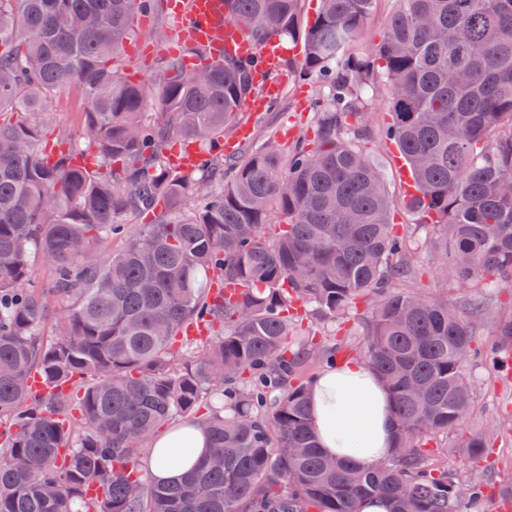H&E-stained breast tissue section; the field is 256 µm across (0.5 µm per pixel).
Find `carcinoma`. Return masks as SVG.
<instances>
[{"label": "carcinoma", "instance_id": "obj_1", "mask_svg": "<svg viewBox=\"0 0 512 512\" xmlns=\"http://www.w3.org/2000/svg\"><path fill=\"white\" fill-rule=\"evenodd\" d=\"M223 2L258 43L301 37L303 69L330 89L286 154L270 135L224 156L258 92L250 64L189 42L200 75L172 57L150 81L122 71L158 0H0V512H359L377 495L389 512H482L491 476L463 483L448 455L478 461L492 431L442 439L472 408L484 292L512 285V0H397L370 56L375 0H321L304 25L303 0ZM71 87L81 127L47 149L49 106ZM375 136L408 169L418 196L402 202L435 229L441 272L478 290L466 311L406 286L417 246L365 152ZM181 138L200 147L190 171L168 159ZM361 304L396 437L367 468L321 451L308 403L314 366L341 353L318 324L340 330ZM495 328L506 372L512 317ZM176 422L210 452L152 483L140 458Z\"/></svg>", "mask_w": 512, "mask_h": 512}]
</instances>
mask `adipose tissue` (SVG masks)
I'll return each mask as SVG.
<instances>
[{
	"label": "adipose tissue",
	"mask_w": 512,
	"mask_h": 512,
	"mask_svg": "<svg viewBox=\"0 0 512 512\" xmlns=\"http://www.w3.org/2000/svg\"><path fill=\"white\" fill-rule=\"evenodd\" d=\"M310 423L323 452L339 460L368 466L389 459L394 452V425L389 392L378 374L367 364L351 360L323 370L309 390ZM170 431L153 441L142 459L151 481L178 482L204 455L209 441L202 431L190 440L195 457L170 455L169 447L181 437Z\"/></svg>",
	"instance_id": "adipose-tissue-1"
}]
</instances>
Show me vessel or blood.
<instances>
[{
  "label": "vessel or blood",
  "mask_w": 512,
  "mask_h": 512,
  "mask_svg": "<svg viewBox=\"0 0 512 512\" xmlns=\"http://www.w3.org/2000/svg\"><path fill=\"white\" fill-rule=\"evenodd\" d=\"M169 9L181 36L167 44V52H181L184 41L189 40L208 47L216 58L225 54L239 58L257 57L259 65L253 71V77L260 91L247 100L246 111L261 114L279 99L284 82L277 79L276 74L282 69L285 50L278 39L256 45L247 31L224 20L222 0H170ZM199 155L196 143L183 141L171 151L170 161L178 168L190 169L197 164Z\"/></svg>",
  "instance_id": "1"
}]
</instances>
